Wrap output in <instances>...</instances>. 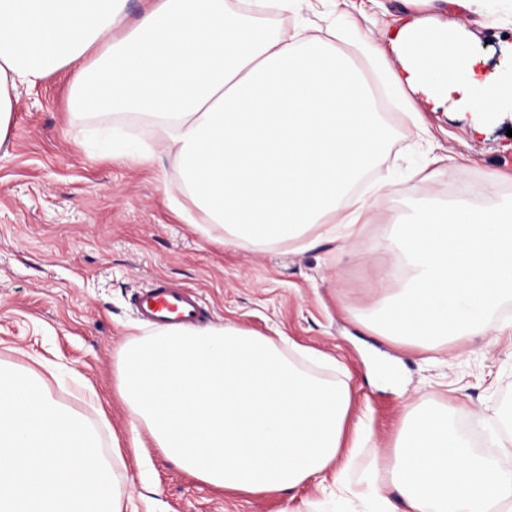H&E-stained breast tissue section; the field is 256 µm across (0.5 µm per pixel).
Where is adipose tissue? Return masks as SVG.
<instances>
[{
    "mask_svg": "<svg viewBox=\"0 0 512 512\" xmlns=\"http://www.w3.org/2000/svg\"><path fill=\"white\" fill-rule=\"evenodd\" d=\"M127 0H0V145L19 87L66 69L83 115L131 117L155 131L153 151L176 178L173 200L200 211L221 244L305 252L356 242L386 202L387 180L355 185L390 140L360 70L329 43L299 31L271 33L257 19L306 0H147L126 27ZM411 13L377 32L392 89L427 109L469 112L477 123L512 112V42L487 72L465 25L436 11L480 14L486 0H408ZM367 252L399 260L371 302L349 309L361 328L421 349L512 333L495 319L512 299V198L485 207L430 196L392 217ZM118 388L133 434L208 485L245 494L295 493L344 471L363 423L345 426L347 382L301 368L272 339L229 324L131 335ZM351 493L369 512H512V465L476 451L444 412L409 406L390 453L377 454Z\"/></svg>",
    "mask_w": 512,
    "mask_h": 512,
    "instance_id": "ef3b65f1",
    "label": "adipose tissue"
}]
</instances>
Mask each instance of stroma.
Returning <instances> with one entry per match:
<instances>
[{
    "instance_id": "stroma-1",
    "label": "stroma",
    "mask_w": 512,
    "mask_h": 512,
    "mask_svg": "<svg viewBox=\"0 0 512 512\" xmlns=\"http://www.w3.org/2000/svg\"><path fill=\"white\" fill-rule=\"evenodd\" d=\"M404 8L402 0H309L295 13H270L261 25L283 34L301 29L326 36L344 29L336 50L357 66L384 76L386 68L364 48L382 23ZM448 25L465 24L472 44L501 60L499 41L512 40V0H488L482 14L449 9ZM70 75L56 73L35 88L21 89L9 138L0 147V362L35 369L60 403L80 412L96 429L101 449L128 441L131 418L119 397L118 363L130 326L142 333L135 294L155 278L196 291L207 324H232L273 338L283 332L297 345L322 351L338 365L324 377L347 381L350 422L365 420L372 440L348 475L356 480L374 452L389 451L406 407L427 399L455 408L460 429L481 425L498 431L512 410V335L462 339L433 351L409 350L371 335L347 315L369 304L392 254L365 255L362 244L389 232L386 223L365 225L359 242L325 243L296 253L227 247L209 241L187 223L165 194L164 157L132 165L123 158L127 139L148 145L150 129L133 119L109 116L77 121L69 107ZM406 103L388 113V150L374 170L392 186L383 215L409 211L430 195L447 197L450 184L476 187L486 202L490 181L512 194V112L474 130L468 113L426 111L417 135ZM434 160L435 177L418 170ZM392 361L399 384L380 388L367 379L369 364ZM92 385L100 407L83 403L76 381ZM119 489L138 512H323L333 478L309 481L294 500L220 492L168 461L153 442L126 449L115 467Z\"/></svg>"
}]
</instances>
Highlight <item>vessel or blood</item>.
Segmentation results:
<instances>
[{"label": "vessel or blood", "instance_id": "1", "mask_svg": "<svg viewBox=\"0 0 512 512\" xmlns=\"http://www.w3.org/2000/svg\"><path fill=\"white\" fill-rule=\"evenodd\" d=\"M134 305L144 321L157 326L195 325L207 316L195 291L172 286L161 277L135 295Z\"/></svg>", "mask_w": 512, "mask_h": 512}]
</instances>
